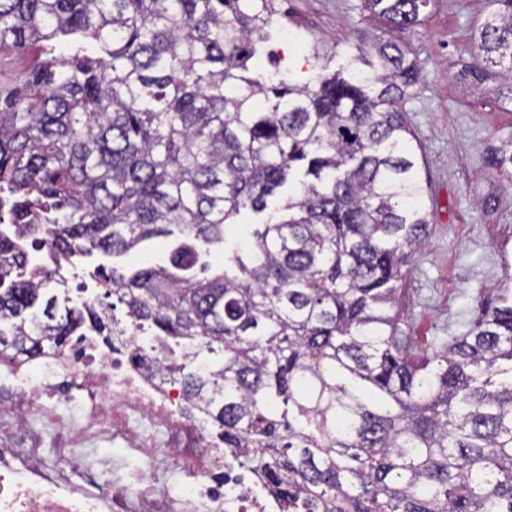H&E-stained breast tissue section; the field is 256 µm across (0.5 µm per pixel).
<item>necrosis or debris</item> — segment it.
<instances>
[{"label":"necrosis or debris","instance_id":"1","mask_svg":"<svg viewBox=\"0 0 512 512\" xmlns=\"http://www.w3.org/2000/svg\"><path fill=\"white\" fill-rule=\"evenodd\" d=\"M0 235L12 239L27 255L26 270L51 273L50 290L63 310L97 299V271L75 256L59 258L51 245L31 246L18 235L6 209H0ZM144 329L126 326L125 359L113 363L102 351L96 326L86 325L76 343L59 352L45 349L37 359L12 357L8 370L21 397L11 419H0V512H163L165 474L150 469L131 479H116L107 490L93 492L72 481L70 468L84 447L121 441L127 452L148 460L175 452L191 481L174 500L177 512H277L278 504L256 472L227 479L233 464L218 443L185 416V397L173 377L157 373ZM78 384L91 398L109 397L102 415L82 421L64 419L54 406L65 388ZM19 429L33 438L41 430L57 434L54 463H46L33 441L26 448L6 444L5 431Z\"/></svg>","mask_w":512,"mask_h":512}]
</instances>
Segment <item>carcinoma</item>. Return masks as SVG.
<instances>
[{"label":"carcinoma","mask_w":512,"mask_h":512,"mask_svg":"<svg viewBox=\"0 0 512 512\" xmlns=\"http://www.w3.org/2000/svg\"><path fill=\"white\" fill-rule=\"evenodd\" d=\"M389 29L431 0H363ZM461 80L512 92V0H488ZM274 0H0V192L26 235L121 255L174 237L165 266L104 274L108 294L193 353L176 375L224 449L260 472L282 512H512V298L443 352L400 336L397 282L427 236L402 102L413 52L382 36L293 82L269 54ZM489 167L512 179V142ZM274 222L227 245L225 228ZM200 243L224 263L195 272ZM0 236V348L36 357L95 307L29 312L50 274Z\"/></svg>","instance_id":"1"}]
</instances>
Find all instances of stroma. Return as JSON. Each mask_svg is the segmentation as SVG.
<instances>
[{"label": "stroma", "instance_id": "stroma-1", "mask_svg": "<svg viewBox=\"0 0 512 512\" xmlns=\"http://www.w3.org/2000/svg\"><path fill=\"white\" fill-rule=\"evenodd\" d=\"M276 8L277 24L255 63L267 68L266 54L275 51L298 80L313 76V53L332 54L339 67L359 37L377 33L362 0H276ZM487 8V0H434L424 23L402 34L422 75L403 115L414 135L429 226L399 283V333L431 352L467 333L512 275V185L487 164L490 149L512 140V90L490 80L470 92L457 81ZM293 31L302 44L288 40ZM170 246L151 240L118 257L96 251L82 261L130 272L165 263Z\"/></svg>", "mask_w": 512, "mask_h": 512}]
</instances>
